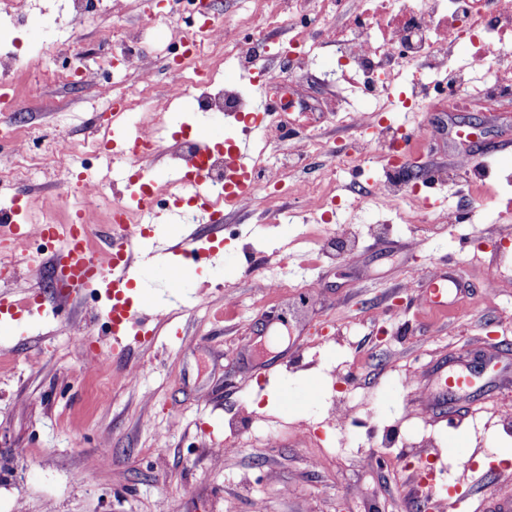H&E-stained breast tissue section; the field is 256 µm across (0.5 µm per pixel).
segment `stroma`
Masks as SVG:
<instances>
[{
    "instance_id": "obj_1",
    "label": "stroma",
    "mask_w": 512,
    "mask_h": 512,
    "mask_svg": "<svg viewBox=\"0 0 512 512\" xmlns=\"http://www.w3.org/2000/svg\"><path fill=\"white\" fill-rule=\"evenodd\" d=\"M122 2L121 15L103 5L74 26L56 0H27L33 19L23 38L43 54L6 78L19 109L0 112V123L54 124L79 142L107 122L104 97L68 82L59 51L80 46L91 65L111 52L114 28L140 30L144 0ZM214 8L229 34L225 53L254 27L271 50L288 43L287 24L254 0H214ZM170 30L143 32L151 90L142 92L136 72L116 84L130 104L116 131L132 133L162 101L175 52ZM330 62L321 50L291 84L313 106L300 115L305 133L342 152L359 133L324 113L336 96L324 78ZM394 120L436 129L411 148L429 169L490 154L478 180L455 177L431 200H414L453 207L461 223L407 224L375 208L368 188L383 175L377 155L363 171L333 173V223L301 213L288 196L279 206L297 214L294 223L228 208L222 233L179 225V236L215 241L211 261L185 288L166 284L171 256L156 225L150 267L128 291L133 305L150 301L155 317L121 348L104 296L61 299L49 286V262L19 266L0 288V320L11 321L0 332L8 361L0 368V512H421L413 493L421 462L440 512H487L492 499L512 496V427L503 416L512 408V366L489 391L471 392L453 428L409 400L437 360H470L493 344L512 349V262L502 260L512 254V106L438 112L422 100ZM475 121L479 130L463 140ZM69 191L62 176L45 172L0 185V209L18 193L34 206ZM340 224L351 225L354 246L337 239ZM457 274L462 284L447 308L424 304L429 280ZM269 281L277 289H266ZM309 283L318 290L310 301ZM72 323L85 336L70 335ZM95 353L109 355L107 369H91ZM303 387L315 390L308 403L284 401L285 390ZM339 403L349 421L337 422ZM227 444L233 453L215 461L213 449Z\"/></svg>"
}]
</instances>
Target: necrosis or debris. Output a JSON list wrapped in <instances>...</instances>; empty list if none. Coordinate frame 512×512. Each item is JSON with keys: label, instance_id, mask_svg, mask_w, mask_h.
Masks as SVG:
<instances>
[{"label": "necrosis or debris", "instance_id": "obj_1", "mask_svg": "<svg viewBox=\"0 0 512 512\" xmlns=\"http://www.w3.org/2000/svg\"><path fill=\"white\" fill-rule=\"evenodd\" d=\"M336 8V22L317 27L312 0H274L276 6H288L286 17L291 37L283 57L273 56L262 33L253 34L248 45L235 56L236 65L249 72L260 84L286 79L282 58L305 66L323 47L332 49V76L351 79L359 95L372 103L370 112L336 104L337 123L357 128L361 136L350 152L336 154L332 163L342 169L355 167L370 158L375 143H383L385 178L370 189L375 203L383 209L400 210L413 198L414 187L404 174L408 146L412 140L431 136L426 124L407 129L386 118L393 111L392 89L397 83L396 59L425 60L444 74L443 91L448 101H455L466 84L465 73L478 68L486 82L476 93L488 111H495L499 97L507 89L499 80L504 69L512 70V0H329ZM139 35L121 32L118 51L99 60L97 67L83 61L80 50L69 52L63 68L69 79L83 86L109 91V74L140 72L150 81L151 62L138 46ZM223 22L214 13L202 14L199 23L179 34V52L168 62V101L194 97L200 111L232 123L250 122L255 111L243 90L217 81L214 60L205 46L222 47ZM110 126L99 127L94 137L74 143L70 137L53 131L31 130L20 136L12 130L0 131V184L52 171L75 179L73 208L85 222L82 237L88 253H95L94 228L101 212H108L111 236L122 239L137 232L141 223L131 212L121 190L105 192L97 181L76 172V154L95 159L110 149ZM262 146H276L278 166H261L258 191L241 195L228 189L232 172L224 149L203 150L198 140L185 132L159 136L147 126L129 136L119 156L135 174H142L144 163L154 155L166 156L178 164L184 174L166 185L148 184L146 190L154 202L194 212L196 202L184 184L185 178H198L199 189L214 209L226 206L271 208L282 194L299 198L304 211L318 213L327 206L324 197L312 194L306 186L286 183L283 168L297 167L315 148L307 138L289 135L285 126L271 123L262 127Z\"/></svg>", "mask_w": 512, "mask_h": 512}]
</instances>
